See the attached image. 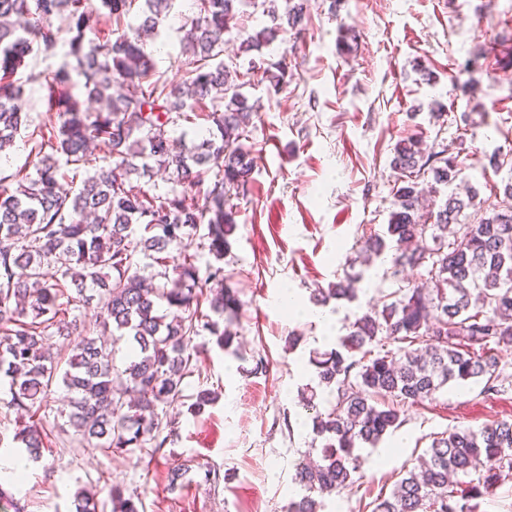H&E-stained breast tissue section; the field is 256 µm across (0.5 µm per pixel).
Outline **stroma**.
Instances as JSON below:
<instances>
[{
  "mask_svg": "<svg viewBox=\"0 0 512 512\" xmlns=\"http://www.w3.org/2000/svg\"><path fill=\"white\" fill-rule=\"evenodd\" d=\"M192 11L191 0H177L155 39L163 49L155 77L170 86L187 77L182 24ZM305 24L300 37L269 49L272 60L288 61L287 87L275 95L253 77L243 88L259 105L250 137L261 158L247 190L232 198L239 217L224 256L241 303L231 325L237 341L223 351L212 337H197V369L184 381L185 396L205 388L215 401L196 415L168 407L177 434L152 460L107 455L60 436L14 490L27 512H71L81 487L105 504L115 484L140 493L144 512H284L295 463L322 444L300 392L315 386L322 411L336 398L318 386L310 356L335 347L356 315L381 307L397 287L390 261L376 260L355 301L330 302L337 322L324 328L311 318L315 290L341 275L358 240L386 231L397 141L418 134L434 148L458 149L484 200L512 175L488 167L489 155L512 146V65L500 63L512 55V0H308ZM67 49L33 52L18 71L25 81L19 105L33 126L58 115L26 77L55 69ZM433 112L442 113V124L430 123ZM286 289L299 308L293 316L278 305ZM294 334L301 341L292 348ZM497 355L507 377L498 393L472 382L405 404L399 431L363 449L361 479L325 497L324 512H372L375 498L391 493L433 437L512 421V347ZM400 435L402 448L394 445ZM175 462L186 469L176 483ZM213 467L220 482L205 478Z\"/></svg>",
  "mask_w": 512,
  "mask_h": 512,
  "instance_id": "35a3bbf8",
  "label": "stroma"
}]
</instances>
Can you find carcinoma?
I'll list each match as a JSON object with an SVG mask.
<instances>
[{
  "mask_svg": "<svg viewBox=\"0 0 512 512\" xmlns=\"http://www.w3.org/2000/svg\"><path fill=\"white\" fill-rule=\"evenodd\" d=\"M134 2L0 0V154L30 119L18 105V70L31 53L51 52L70 34L62 63L26 78L42 86L48 111L62 121L40 130L33 172L0 171V384L8 385L0 409L16 415L14 440L35 459L49 438L44 412L60 387L73 439L111 455L155 458L169 440L164 427L173 424L162 422L157 408L184 400L194 338L213 336L219 348L231 347L234 335L224 324L240 310L224 275L239 214L231 192L252 182L259 156L249 130L255 106L219 56L240 7L262 13L267 25L242 39L239 51L248 55L246 75L261 76L277 93L288 84L286 56L272 61L263 49L301 33L306 18L304 0H288L282 14L276 0H196L183 44L193 69L169 87L153 79L149 41L173 0H143L127 31L85 43L95 16L121 24ZM75 85L86 101L72 94ZM198 120L208 136L171 139L174 127ZM390 166L400 183L387 237L360 241V252L369 263L395 244L391 275L417 270L428 287L399 286L382 308L356 316L336 347L310 360L318 385L335 388L336 403L322 413L315 390L301 393L302 405L315 411L322 448L319 462L296 463L301 493L285 512H319L323 495L355 483L362 446L403 423L400 404L431 399L450 383L482 381L488 395L503 385L499 358L486 348L512 346V177L489 209L470 215L478 191L448 146L434 151L410 136L395 145ZM203 168L214 173L208 184ZM160 172L170 184L163 194L151 196L133 182ZM427 175L448 186L446 199L429 209L422 205ZM201 251L211 257L203 275ZM144 260L162 267V282L140 275ZM361 279L346 272L314 301L352 302ZM210 283L216 289L205 299ZM76 297L96 302L95 328L69 318ZM75 332L82 336L78 352L63 368L47 343ZM121 340L132 344L122 369L114 363ZM510 476L512 421L454 430L433 438L372 512H477L478 500ZM111 502L112 512H139L142 499L114 486ZM73 505L74 512H100L86 489Z\"/></svg>",
  "mask_w": 512,
  "mask_h": 512,
  "instance_id": "carcinoma-1",
  "label": "carcinoma"
}]
</instances>
